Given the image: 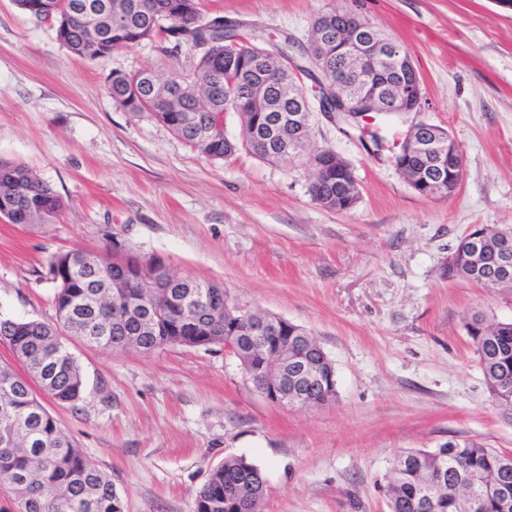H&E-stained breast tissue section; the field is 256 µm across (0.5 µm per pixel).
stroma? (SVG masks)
<instances>
[{
  "instance_id": "35a3bbf8",
  "label": "stroma",
  "mask_w": 512,
  "mask_h": 512,
  "mask_svg": "<svg viewBox=\"0 0 512 512\" xmlns=\"http://www.w3.org/2000/svg\"><path fill=\"white\" fill-rule=\"evenodd\" d=\"M205 10L306 40L313 19L350 8L405 45L422 78L420 114L378 115L385 143L313 116L315 144L354 171L360 200H312V172L240 153L211 160L153 113L109 95L112 72L160 73L190 53L155 43L94 62L53 27L0 0V160L21 164L64 200L55 223L0 217V316L53 321L42 274L59 251L121 244L173 275L211 282L241 307L305 327L334 362L335 401L270 403L218 346L115 352L61 334L85 394L44 405L125 512H194L224 458L266 481L262 512H388L396 456L451 438L512 451L465 323L512 320V288L445 276L476 224L512 229V11L494 0H203ZM446 129L463 156L450 197L418 195L393 163L416 120Z\"/></svg>"
}]
</instances>
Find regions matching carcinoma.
Here are the masks:
<instances>
[{
    "label": "carcinoma",
    "mask_w": 512,
    "mask_h": 512,
    "mask_svg": "<svg viewBox=\"0 0 512 512\" xmlns=\"http://www.w3.org/2000/svg\"><path fill=\"white\" fill-rule=\"evenodd\" d=\"M20 9L38 23L56 27L61 43L74 55L96 61L112 51L151 39H167L175 51L189 40L172 38V31L193 25L192 34L211 42L209 54L197 58L193 69L184 68L158 76L148 96L149 104L133 107L125 98L130 75L114 72L108 78L113 100L132 112H152L185 142L212 160H224L245 150L277 163L304 157L318 168L320 187L311 193L324 208L344 211L359 200L353 172L336 152L311 140L308 113L295 99L301 93L286 73L268 69L264 95L254 97L243 84L255 71L249 62L258 52H275L286 58L309 54L311 44H294L262 27L245 32L233 23L217 22L202 10V0H96L104 8L87 19L76 11L85 0H57L58 10L39 9L41 0H18ZM346 17H334L338 42L324 59L313 64L308 78L342 81L364 87L351 51L341 37ZM235 46V64L224 59V49ZM378 73L370 90L389 100L394 92L395 66L377 62ZM237 83V92L227 96L225 87ZM234 115L241 138L229 140L216 127L215 113ZM274 128L276 146L251 140L252 131L268 122ZM426 162L413 159L405 167L407 183L419 195H435L421 186ZM63 208L61 197L28 169L0 161V216L13 224H52ZM124 254L73 249L51 257L45 279L53 284L56 321L0 317V336L8 341L14 357L25 371L0 363V477L18 503V512H125L112 480L93 466L72 439L64 435L53 417L37 399L31 381L60 405L83 399L84 380L80 367L59 340L66 329L88 344L117 348L146 321L151 328L141 333L138 348L194 347L199 337L208 344L222 345L224 337L237 336L243 328L242 313L226 289L206 282L182 278L165 270L162 262L142 270L121 268ZM484 375L488 391L500 413L512 419V322L489 324L474 314L465 323ZM295 355L304 357L310 371L301 377L311 397L321 406L337 397L333 362L307 332L290 322L283 329ZM505 451L489 448L473 439H450L437 447L410 449L396 457L387 481L389 512H463L461 491L477 478H489L499 468ZM445 466L447 485L434 492V503L426 509L417 495L421 475ZM254 476L258 486L252 498H263L265 483L261 469L244 457H227L213 469L196 493L195 512H245L241 500L229 487Z\"/></svg>",
    "instance_id": "obj_1"
}]
</instances>
